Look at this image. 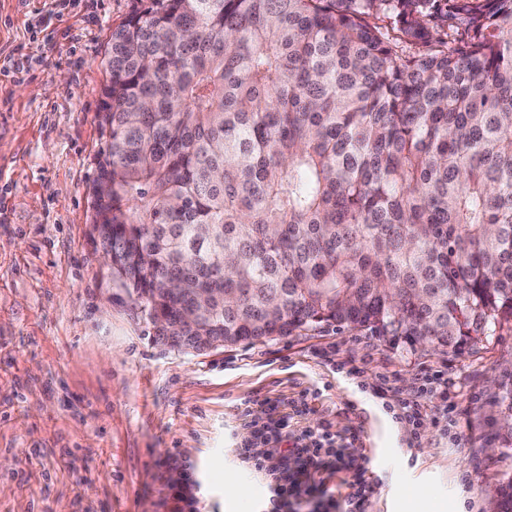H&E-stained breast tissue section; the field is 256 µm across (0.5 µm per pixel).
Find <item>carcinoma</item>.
<instances>
[{"label": "carcinoma", "mask_w": 512, "mask_h": 512, "mask_svg": "<svg viewBox=\"0 0 512 512\" xmlns=\"http://www.w3.org/2000/svg\"><path fill=\"white\" fill-rule=\"evenodd\" d=\"M106 71L93 227L156 336L196 288L227 348L512 324V0H135Z\"/></svg>", "instance_id": "obj_1"}]
</instances>
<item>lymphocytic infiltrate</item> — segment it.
Masks as SVG:
<instances>
[{
  "instance_id": "obj_1",
  "label": "lymphocytic infiltrate",
  "mask_w": 512,
  "mask_h": 512,
  "mask_svg": "<svg viewBox=\"0 0 512 512\" xmlns=\"http://www.w3.org/2000/svg\"><path fill=\"white\" fill-rule=\"evenodd\" d=\"M449 393L446 379L425 377L412 395L399 400L398 407L414 427L429 422L444 432L449 426L448 417L434 414L432 405ZM287 406L288 413L254 424L239 449L244 457L250 449H264V456L253 459L252 466L269 480L271 512H335L340 504L345 512H365L373 487L351 462L353 453L360 448L359 433L342 437L328 427L315 432L297 430L293 420L307 411L308 399L302 396L288 401ZM323 471L352 475L351 491L344 502H337L313 482V475Z\"/></svg>"
}]
</instances>
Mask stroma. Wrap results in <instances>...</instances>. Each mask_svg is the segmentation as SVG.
<instances>
[{"label": "stroma", "mask_w": 512, "mask_h": 512, "mask_svg": "<svg viewBox=\"0 0 512 512\" xmlns=\"http://www.w3.org/2000/svg\"><path fill=\"white\" fill-rule=\"evenodd\" d=\"M132 7L0 0V512H171L187 474L197 512H266L267 480L237 454L251 428L240 411L261 419L264 399L302 393L299 428L359 431L355 463L374 476L366 512H485L512 474L496 439L512 329L462 355L332 327L187 353L159 342L113 283L92 187L105 62ZM22 54L26 73L11 65ZM435 371L462 386L451 435L400 423L378 381L393 376L405 397Z\"/></svg>", "instance_id": "stroma-1"}]
</instances>
